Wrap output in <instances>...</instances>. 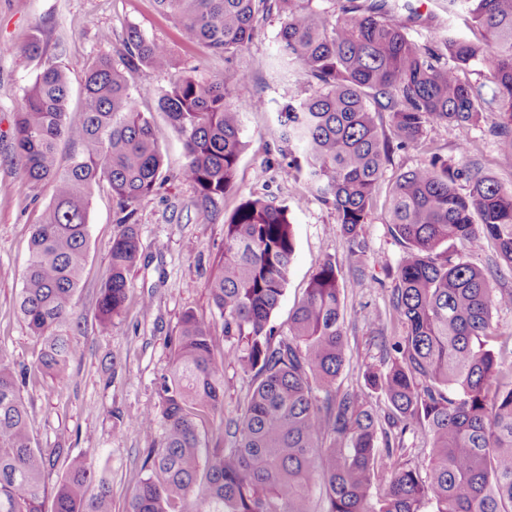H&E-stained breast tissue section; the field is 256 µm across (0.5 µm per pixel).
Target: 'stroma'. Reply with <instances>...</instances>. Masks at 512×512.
I'll use <instances>...</instances> for the list:
<instances>
[{
    "mask_svg": "<svg viewBox=\"0 0 512 512\" xmlns=\"http://www.w3.org/2000/svg\"><path fill=\"white\" fill-rule=\"evenodd\" d=\"M393 19L420 44L439 46L448 27H463L464 17L448 0H392ZM164 43L171 66L163 72H134L133 87H150L139 108L151 120L163 154L161 184L137 205L134 229L140 256L128 276L129 301L109 327L98 320V297L110 275L109 248L124 226L122 213L107 182L92 190L88 224V257L72 300L69 330L76 338L67 370L59 376L37 368L42 343L18 309V295L29 255L34 224L51 202L49 186L29 183L16 161L14 117L37 74L64 69L70 79L69 119L79 122L85 108L82 83L88 63L101 55L121 62L128 28ZM278 15L261 18L252 42L224 57L186 41L179 26L160 14L153 0H0V349L16 363L20 395L30 415L36 448L52 462L44 477V512H53L56 486L69 463L91 459L107 469L112 485V512H125L127 502L147 471L144 461L156 447L161 427L139 431L134 419L160 415L157 386L167 373L177 347L181 317L193 311L216 337L224 321L214 308L206 283L224 253V222L243 198L260 196L288 207L295 241L288 284L271 321L286 328L288 318L328 259L339 269L348 361L336 380L338 390L360 388L367 370L380 368L397 331L390 321L392 278L403 255L387 224L384 204L396 176L438 155L460 159L462 145L482 173L512 188V169L502 167L489 128L494 114L464 127H428L423 147L394 150L384 167L379 200L361 235L366 248L359 272L349 269L347 243L336 214L304 181L289 176L279 154L276 114L303 97L305 84L295 68L278 65ZM41 44L38 55L22 58L9 47L27 36ZM243 71L249 79L230 87L229 99L246 103L263 98L267 109L243 115L246 148L238 165L236 187L215 211L196 203L193 187L183 181L186 156L182 140L167 115L157 107V94L182 75L225 78ZM449 251L484 269L491 288L512 289V268L498 256L493 241L473 250L454 241ZM224 408L236 416L250 391L252 377L230 359L221 362ZM60 457H53L54 449Z\"/></svg>",
    "mask_w": 512,
    "mask_h": 512,
    "instance_id": "stroma-1",
    "label": "stroma"
}]
</instances>
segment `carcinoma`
Masks as SVG:
<instances>
[{"label": "carcinoma", "instance_id": "cac0c4a2", "mask_svg": "<svg viewBox=\"0 0 512 512\" xmlns=\"http://www.w3.org/2000/svg\"><path fill=\"white\" fill-rule=\"evenodd\" d=\"M183 36L217 54L247 46L258 15L276 11L281 58L299 68L307 95L280 112L281 156L336 212L353 257L363 252L362 226L393 147L416 149L427 127L470 125L494 112L499 163L512 168V0H449L484 30L476 43L448 29L442 47H423L396 23L389 0H154ZM125 67L164 70L168 47L129 29ZM39 53L35 37L10 46ZM488 67L486 83L459 72ZM228 82L186 76L158 99L183 137V179L207 210L235 188L245 142L246 108L228 100ZM82 123L66 120L67 73L39 74L14 123L23 176L52 188V203L31 235L18 306L43 341L39 368L65 372L74 337L64 332L87 258L93 185L108 182L131 220L134 205L157 184L163 155L149 120L138 111L129 77L110 59L89 62ZM389 113L390 128L376 117ZM78 147L59 164L58 143ZM467 183L459 191L458 182ZM388 224L404 256L390 290L402 335L386 368L364 374L366 389L336 391L346 361L343 304L336 262L326 260L286 331L271 324L295 251L288 207L261 197L241 202L224 225V262L208 280L224 319L234 362L255 377L243 412L209 438L205 418L222 411L224 381L217 338L191 311L182 316L170 373L162 378V437L133 490L127 512H512V360L486 347L493 309L512 307V289L495 292L483 270L440 247L465 240L474 249L497 241L512 265V188L470 163L431 157L400 173L386 199ZM133 227L112 240V274L98 300L108 326L128 298L137 261ZM389 403L383 441L368 391ZM430 443L426 465L403 448L407 430ZM46 459L36 451L14 363L0 353V512H42ZM385 485L373 498L371 489ZM199 506L190 511L189 498ZM54 512H112L107 472L73 461L57 485Z\"/></svg>", "mask_w": 512, "mask_h": 512}]
</instances>
